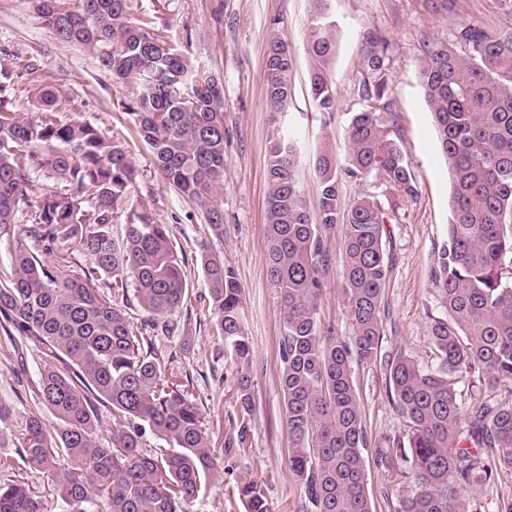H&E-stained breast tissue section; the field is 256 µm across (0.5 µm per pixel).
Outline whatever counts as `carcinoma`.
<instances>
[{"instance_id":"cac0c4a2","label":"carcinoma","mask_w":512,"mask_h":512,"mask_svg":"<svg viewBox=\"0 0 512 512\" xmlns=\"http://www.w3.org/2000/svg\"><path fill=\"white\" fill-rule=\"evenodd\" d=\"M334 0H312L306 49L315 109L335 112L327 64L336 53ZM45 29L93 54L112 79L134 89L119 107L131 116L164 182L189 198L213 233H224L217 197L224 186V89L170 44L150 18H135L129 0H37ZM420 83L451 177L447 240L432 269L445 317L431 340L438 364L424 367L402 351L387 360V386L406 419L407 439L375 450L384 470L404 475L410 491L395 512H481L466 495L474 482L495 484L512 471V399L488 395L467 412L456 384L478 377L512 396V27L467 20L454 41H423ZM38 70L30 60L0 64V228L24 218V237L0 277V328L38 340L65 368L45 367L39 396L58 421L51 431L30 417L20 440L28 465L51 475L70 512H184L214 474L217 457L197 407L176 375L149 351L146 332L120 300L133 293L165 318L188 295L184 257L137 192L127 144L88 122L64 121L68 100L52 84L31 94L34 113L16 109L15 78ZM294 62L279 34L264 57L265 106L272 128L267 152L268 276L283 306L282 390L292 448L288 467L303 492L301 512H373L365 477L369 441L355 363L378 360L382 290L391 266L383 239L385 212L374 199L342 204L344 183L381 177L386 188L416 195L382 80L363 82L365 108L346 128L343 167L320 151L314 162L319 210L304 200L301 153L282 127L291 104ZM45 191L33 190L38 181ZM124 218L121 238L112 224ZM343 229L342 295L351 325L343 336L321 318L319 297L330 269L325 232ZM69 243L86 266L42 258ZM213 331L245 368L251 349L241 325V288L216 251L201 256ZM110 290L108 298L101 287ZM239 400L252 407L241 373ZM112 408L111 446L96 437L97 409ZM168 445L150 454L147 437ZM237 494L246 512H272L261 484L244 478ZM0 512H41L21 485L0 484Z\"/></svg>"}]
</instances>
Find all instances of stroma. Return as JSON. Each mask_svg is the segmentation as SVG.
I'll list each match as a JSON object with an SVG mask.
<instances>
[{"instance_id": "obj_1", "label": "stroma", "mask_w": 512, "mask_h": 512, "mask_svg": "<svg viewBox=\"0 0 512 512\" xmlns=\"http://www.w3.org/2000/svg\"><path fill=\"white\" fill-rule=\"evenodd\" d=\"M491 0H458L455 13L435 9L431 0H335L337 51L328 70L336 89V112L313 108L306 53L311 0H130L133 16L155 15L169 39L185 46L208 74L224 85V187L218 198L224 210V235L216 237L200 210L169 188L156 171L150 152L140 143L135 125L120 103L130 88L113 82L84 48L55 40L38 18L33 0H0V52L36 59L37 72L17 78L12 97L19 111L30 109L35 82L56 84L69 99L66 119L85 121L109 133L122 131L139 177L137 189L158 223L186 259L189 295L172 318L179 335L151 333L154 357L184 384L187 398L199 409L212 443L220 448L217 471L189 505L190 512H246L236 484L249 476L262 482L273 512H301L302 492L288 468L291 440L282 394V305L267 275L266 155L270 128L264 109V55L271 30H278L295 58V96L286 122L296 131L304 160L320 150L345 163V130L360 111V82L384 77L393 102L389 125L400 134L412 167L416 198L387 190L384 181L367 178L347 183L344 203L376 197L387 219L386 249L392 257L383 291L382 354L405 352L419 364L436 362L430 329L444 317L430 273L446 239L451 195L448 166L437 143L429 109L418 80L424 38L452 40L456 26L471 18L505 23L512 8L491 10ZM384 46L383 65L367 66L371 41ZM332 265L321 293L325 322L347 335L351 327L341 292L342 244L329 234ZM222 252L242 288L241 322L251 344L248 370H241L223 340L212 332L213 319L201 265L203 251ZM41 344L0 330V483L28 488L42 512H68L51 476L34 471L22 459L19 440L31 414L55 427L53 413L39 399L40 373L52 363ZM251 379L253 412L244 445L223 452L241 422L236 393L241 373ZM353 378L360 392L371 447L406 437L408 426L388 397L384 362L357 365ZM366 482L374 512H395L396 495L407 481L366 463Z\"/></svg>"}]
</instances>
